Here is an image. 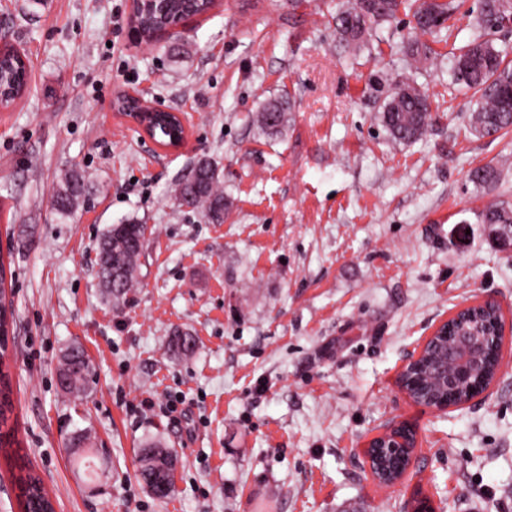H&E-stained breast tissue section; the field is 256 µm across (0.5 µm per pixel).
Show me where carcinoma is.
Wrapping results in <instances>:
<instances>
[{
	"label": "carcinoma",
	"instance_id": "cac0c4a2",
	"mask_svg": "<svg viewBox=\"0 0 512 512\" xmlns=\"http://www.w3.org/2000/svg\"><path fill=\"white\" fill-rule=\"evenodd\" d=\"M408 0H352V3L336 14V32L345 45L359 49L367 43L373 26L395 18ZM413 11L414 30L422 34L437 36L445 28L448 16L455 9L453 0H415ZM172 15L190 11L200 13L206 9L204 0L185 3L170 0ZM512 22V0H481L480 23L489 28ZM508 52L497 49L488 39L476 38L459 49L454 55L453 80L461 89L472 93L476 108L469 114L468 130L478 137H487L512 128V60ZM26 64L16 55L12 46L0 49V85L10 91H18L25 85ZM395 91L390 93L383 104L381 121L394 142L412 143L419 140L432 125L435 117L426 105V94L410 80L393 82ZM290 103L274 99L265 103L256 113L254 123L259 132L270 138L283 135L289 123ZM499 170L494 165L472 169L469 179L474 184L490 187L496 183ZM220 179L216 165L202 157L196 162L191 176L178 184V199L200 211L211 222L224 218L226 203L224 192L219 186ZM87 184L84 176L76 171L66 172L52 192L53 209L68 215L86 199ZM482 223L493 227L495 241L505 250L512 248V204L492 203L481 212ZM147 227L134 220L111 225L98 243L96 265L97 276L106 289L108 301L117 307L131 288L134 287L139 259L144 252ZM481 318L492 329L500 321L499 310L471 309L458 313L450 322L452 328L468 324L471 318ZM503 338L495 345H486L482 364L473 370L464 384L444 385L431 379L426 367L407 371L402 380L410 383L418 380L414 388L415 401L425 404L446 398L450 402L463 403L474 394L484 390L485 384L494 376L495 366L500 357ZM197 348L195 338L188 332H178L170 342V350L184 358L194 355ZM64 380L63 392L79 394L86 390L90 378V360L79 345L69 347L58 368ZM12 412L11 386L8 373H0V444L10 447L15 443L12 431L7 429L8 413ZM407 447L395 457L377 461L380 477L390 479L405 463V458L414 447L415 435L406 430L401 432ZM90 437L85 431H77L68 439L76 463H81L85 449L90 447ZM139 468L137 479L155 497L165 498L174 488L170 482L164 489L159 488L166 472L175 468L178 453L156 438L145 439L138 448ZM17 482L20 489L19 501L26 512H46L48 503L41 494V480L24 469H19Z\"/></svg>",
	"mask_w": 512,
	"mask_h": 512
}]
</instances>
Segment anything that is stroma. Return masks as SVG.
Listing matches in <instances>:
<instances>
[{"label":"stroma","instance_id":"obj_1","mask_svg":"<svg viewBox=\"0 0 512 512\" xmlns=\"http://www.w3.org/2000/svg\"><path fill=\"white\" fill-rule=\"evenodd\" d=\"M347 0H221L171 36L129 38L130 0H0V45L25 54L28 91L0 109V259L13 285L5 359L17 455L0 451V512H19L25 461L57 512H512V250L478 214L512 203V132L468 131L474 106L452 83L474 38L512 53V26L480 28L479 0H455L430 59L415 65L409 12L344 47ZM425 92L438 119L412 143L389 140L380 112L394 79ZM134 92L186 113L178 152L141 139L111 103ZM289 100L283 136L253 115ZM231 206L220 224L173 190L200 157ZM498 164L480 187L471 169ZM90 193L67 216L50 203L67 171ZM145 224L138 284L120 308L99 286L107 227ZM491 294L503 309L502 371L463 408L409 399L397 377L421 340ZM178 330L195 354L173 357ZM80 344L84 394H64L59 360ZM418 431L396 488L368 474L383 426ZM92 431L96 478L66 446ZM163 438L182 460L158 499L136 478V450ZM401 427H407L409 429H412L416 434V430L413 427H411L409 424H407L404 421H400V422L394 423L392 425L386 426L382 432H380L377 435H375L374 437H372L365 446L364 454H365L368 472L373 480H375L378 484H380L381 486H383L385 488H393L402 483L404 477L406 476L410 467L412 466L414 452L411 455L405 470L403 472H401L400 474H398L395 477V479H393L392 481L385 483L382 480H380L379 477L375 474V469L373 467L374 453L372 451V448H376L375 446H376L377 440L386 438L388 435H391L395 430L400 429Z\"/></svg>","mask_w":512,"mask_h":512}]
</instances>
